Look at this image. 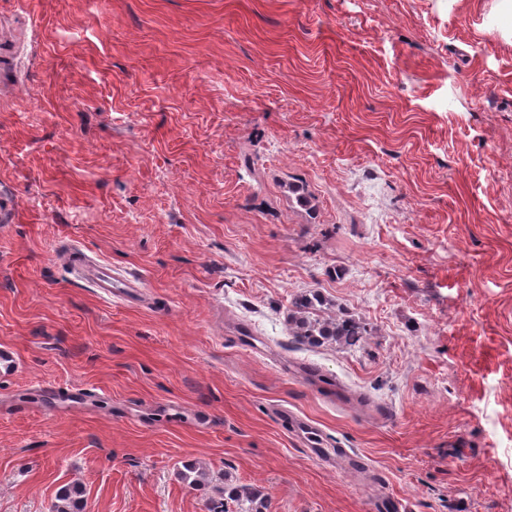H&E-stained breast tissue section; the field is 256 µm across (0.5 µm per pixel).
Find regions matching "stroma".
Instances as JSON below:
<instances>
[{
    "label": "stroma",
    "instance_id": "obj_1",
    "mask_svg": "<svg viewBox=\"0 0 512 512\" xmlns=\"http://www.w3.org/2000/svg\"><path fill=\"white\" fill-rule=\"evenodd\" d=\"M500 4L0 0V512H512ZM306 290L365 342H295ZM83 489L80 484H74L62 490L59 503L55 505L54 512H84Z\"/></svg>",
    "mask_w": 512,
    "mask_h": 512
}]
</instances>
